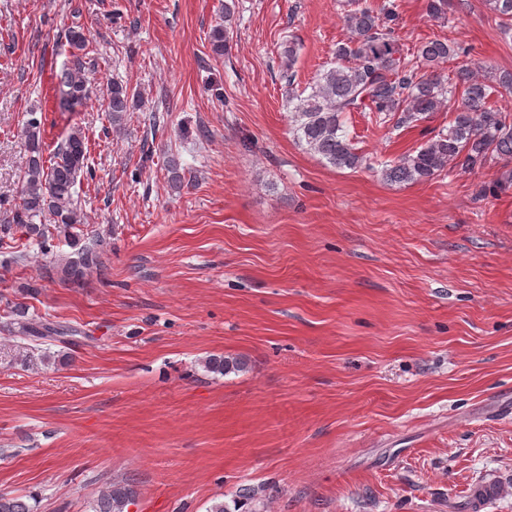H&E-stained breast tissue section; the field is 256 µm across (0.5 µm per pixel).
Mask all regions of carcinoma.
Returning <instances> with one entry per match:
<instances>
[{
    "label": "carcinoma",
    "mask_w": 512,
    "mask_h": 512,
    "mask_svg": "<svg viewBox=\"0 0 512 512\" xmlns=\"http://www.w3.org/2000/svg\"><path fill=\"white\" fill-rule=\"evenodd\" d=\"M487 9L501 23L502 31L512 33V0H484ZM396 4L379 8L359 5L348 11L344 24L346 41L336 44V65L316 73L306 95L288 93L292 133L297 141L339 169L367 168V158L356 151L341 117L347 112L369 109L388 116L400 114L401 124L425 120L453 103V120L447 132H441L412 152L381 168L384 179L398 184L423 183L445 170L472 173L491 158L512 161V123L507 114L491 103L496 88L512 89V72L494 75L482 73L480 62L459 61L464 53L455 43L442 38L420 42L409 51L394 36ZM69 53L56 73L60 105L75 108L89 103L98 72V57L91 54L84 29L68 30ZM456 62L453 76L442 67ZM461 97L455 98L456 90ZM102 96L112 130H122L125 116L134 108L135 93L128 85L113 81ZM42 119L28 113L21 127L26 152L25 167L19 181V199L10 214L0 218V243L21 233L38 246L41 254L54 253L57 241L64 238L74 255L64 256L44 267L45 277L76 283L95 272L103 277L101 261L103 240L80 244L74 232L84 223L74 198V187L83 175H92L87 164V145L81 130L72 129L57 145L50 159L44 158ZM512 189V171L502 173L484 192L498 195ZM26 306L14 304L13 319L7 330L35 343L33 348L10 351L0 347V362L34 370L41 366L64 365L67 356L48 347L47 342L73 334V329L47 318L29 319ZM203 367L222 376L243 369L237 358L209 355ZM261 490L242 486L236 494L241 508L261 500ZM137 490L131 479L114 480L93 501L92 512H128ZM0 512H35L28 497L0 492Z\"/></svg>",
    "instance_id": "1"
}]
</instances>
